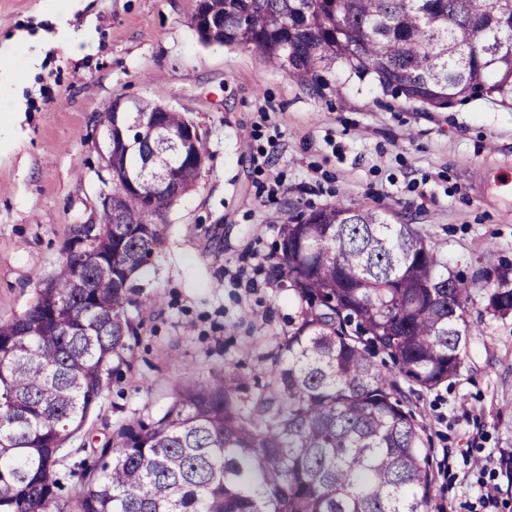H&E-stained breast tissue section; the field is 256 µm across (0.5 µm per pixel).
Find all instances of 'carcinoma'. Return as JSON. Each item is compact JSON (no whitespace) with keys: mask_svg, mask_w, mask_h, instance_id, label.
I'll list each match as a JSON object with an SVG mask.
<instances>
[{"mask_svg":"<svg viewBox=\"0 0 512 512\" xmlns=\"http://www.w3.org/2000/svg\"><path fill=\"white\" fill-rule=\"evenodd\" d=\"M213 38L259 51L304 82L331 65L440 109L485 96L512 106V0H218ZM125 112L112 128V213L72 244L24 314L0 323V512H425L433 476L399 381L457 376L471 284L409 224L329 205L282 225L270 276L301 307L268 383L228 369L179 387L150 427H124L71 504L57 449L78 433L121 359L151 218L206 159L186 118ZM512 314V278L485 280ZM390 363L379 364L376 357Z\"/></svg>","mask_w":512,"mask_h":512,"instance_id":"obj_1","label":"carcinoma"}]
</instances>
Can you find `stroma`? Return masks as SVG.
Instances as JSON below:
<instances>
[{"label":"stroma","mask_w":512,"mask_h":512,"mask_svg":"<svg viewBox=\"0 0 512 512\" xmlns=\"http://www.w3.org/2000/svg\"><path fill=\"white\" fill-rule=\"evenodd\" d=\"M194 0H0L16 96L0 98V322L22 315L66 258L73 225L112 184L100 111L144 100L182 112L208 157L157 217L134 332L59 468L72 499L119 428L160 417L180 385L232 369L266 384L300 307L268 275L276 213L372 207L413 225L472 284L458 376L404 392L424 429L428 512H512V314L486 277L512 268V108L479 97L423 110L337 70L300 83L240 47L204 44ZM485 288L488 312L501 317L512 314V278L509 277L507 269L498 273L495 279L487 277Z\"/></svg>","instance_id":"stroma-1"}]
</instances>
